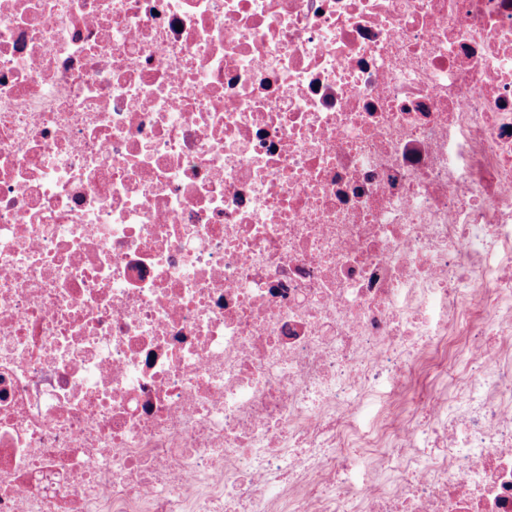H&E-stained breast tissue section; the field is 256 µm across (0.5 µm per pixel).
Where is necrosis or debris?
Instances as JSON below:
<instances>
[{"label":"necrosis or debris","instance_id":"obj_1","mask_svg":"<svg viewBox=\"0 0 512 512\" xmlns=\"http://www.w3.org/2000/svg\"><path fill=\"white\" fill-rule=\"evenodd\" d=\"M0 512H512V0H0Z\"/></svg>","mask_w":512,"mask_h":512}]
</instances>
